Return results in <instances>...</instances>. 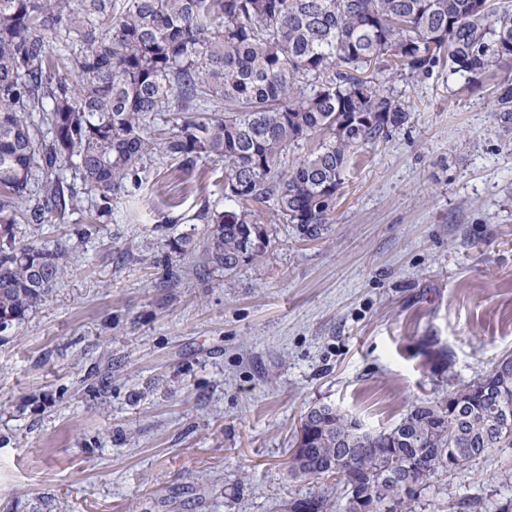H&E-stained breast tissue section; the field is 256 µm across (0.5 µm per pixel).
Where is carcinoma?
I'll list each match as a JSON object with an SVG mask.
<instances>
[{"mask_svg": "<svg viewBox=\"0 0 512 512\" xmlns=\"http://www.w3.org/2000/svg\"><path fill=\"white\" fill-rule=\"evenodd\" d=\"M442 61L470 83L501 69L499 117L512 123V0H0V334L68 264L62 251L13 245L15 226L63 216L81 194L91 223H109L155 150L183 168L224 163L235 207L199 215L210 225L200 266L230 274L261 257L271 227L258 205L271 199L301 239L320 238L354 154L409 120L385 72ZM163 112L182 117L152 138ZM318 136L286 164L291 146ZM501 367L381 431L313 407L309 473L343 456L379 506L400 493L387 472L415 488L512 448V369ZM301 503L329 510L323 494Z\"/></svg>", "mask_w": 512, "mask_h": 512, "instance_id": "cac0c4a2", "label": "carcinoma"}]
</instances>
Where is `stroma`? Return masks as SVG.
<instances>
[{
	"label": "stroma",
	"mask_w": 512,
	"mask_h": 512,
	"mask_svg": "<svg viewBox=\"0 0 512 512\" xmlns=\"http://www.w3.org/2000/svg\"><path fill=\"white\" fill-rule=\"evenodd\" d=\"M491 69L391 74L408 123L350 165L328 232L285 224L233 275L169 243L226 208L224 165L156 153L112 221L89 201L16 244L71 262L0 337V512H278L327 495L295 477L300 418L319 404L383 430L512 354V129ZM512 448L431 478L413 512H501Z\"/></svg>",
	"instance_id": "1"
}]
</instances>
